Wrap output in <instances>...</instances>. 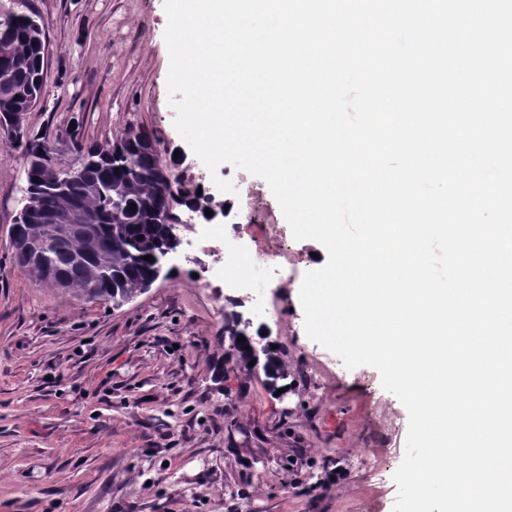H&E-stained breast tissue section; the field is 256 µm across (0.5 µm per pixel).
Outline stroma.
Wrapping results in <instances>:
<instances>
[{"label":"stroma","instance_id":"35a3bbf8","mask_svg":"<svg viewBox=\"0 0 512 512\" xmlns=\"http://www.w3.org/2000/svg\"><path fill=\"white\" fill-rule=\"evenodd\" d=\"M20 11L46 41L26 126L47 135L57 169L80 163L78 144L143 129L173 186L227 201L173 124L163 0H0V17ZM248 181L249 255L290 254L268 311L238 309L249 334L276 340L284 395L236 365L210 223L183 232L177 276L119 308L36 280L9 245L26 160L0 141V512H393L407 411L377 369L347 368L307 337L291 291L327 252L295 240L268 184Z\"/></svg>","mask_w":512,"mask_h":512}]
</instances>
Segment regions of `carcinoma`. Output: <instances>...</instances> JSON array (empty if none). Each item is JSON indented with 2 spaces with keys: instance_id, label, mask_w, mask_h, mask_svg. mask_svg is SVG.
Masks as SVG:
<instances>
[{
  "instance_id": "cac0c4a2",
  "label": "carcinoma",
  "mask_w": 512,
  "mask_h": 512,
  "mask_svg": "<svg viewBox=\"0 0 512 512\" xmlns=\"http://www.w3.org/2000/svg\"><path fill=\"white\" fill-rule=\"evenodd\" d=\"M0 117L22 116L36 103L43 86V27L20 12L0 19ZM27 159V195L35 210L78 207L94 217L92 235L78 231L53 234L37 217L18 225L17 258L41 282L88 300L117 306L142 293L153 272L144 260L174 244L173 206L184 205L200 215L212 208V195L173 188L155 148L126 132L112 145L78 147V177L56 181L52 157L41 136L23 134L13 143ZM39 182H34V179ZM240 316L229 314L224 333L236 352L239 368L251 372L250 361L262 365L272 389L288 377L278 350L256 347L251 338L238 341Z\"/></svg>"
}]
</instances>
